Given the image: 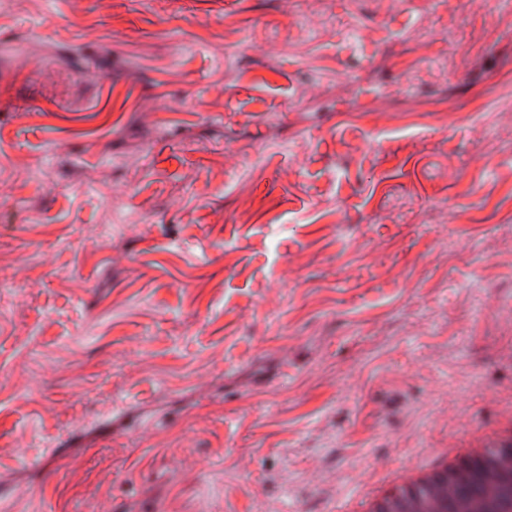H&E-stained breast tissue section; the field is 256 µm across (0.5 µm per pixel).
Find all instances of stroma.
I'll return each mask as SVG.
<instances>
[{
    "mask_svg": "<svg viewBox=\"0 0 512 512\" xmlns=\"http://www.w3.org/2000/svg\"><path fill=\"white\" fill-rule=\"evenodd\" d=\"M512 415V0H0V512H345Z\"/></svg>",
    "mask_w": 512,
    "mask_h": 512,
    "instance_id": "obj_1",
    "label": "stroma"
}]
</instances>
